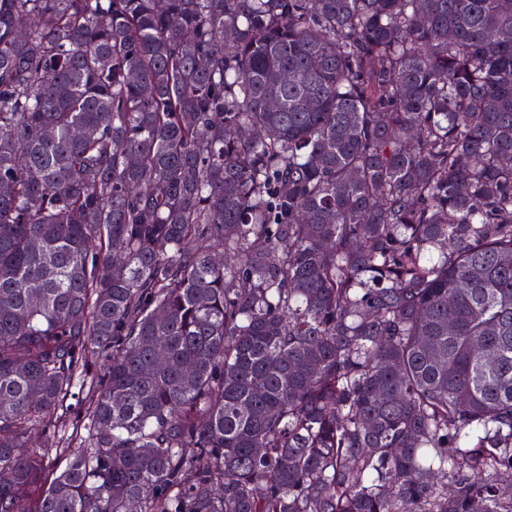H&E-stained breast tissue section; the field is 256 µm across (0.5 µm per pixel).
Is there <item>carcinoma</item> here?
Returning a JSON list of instances; mask_svg holds the SVG:
<instances>
[{
    "label": "carcinoma",
    "mask_w": 512,
    "mask_h": 512,
    "mask_svg": "<svg viewBox=\"0 0 512 512\" xmlns=\"http://www.w3.org/2000/svg\"><path fill=\"white\" fill-rule=\"evenodd\" d=\"M132 509L512 512V0H0V512ZM59 442V443H58ZM31 447L32 448H60V451L58 449V454L56 455L55 452L51 454L50 458L55 459L53 463L52 471H55L56 469L61 468L64 465V458L67 454L71 453L74 450H77V448H71L68 447L66 444L62 443L60 440V435H57V432L55 433V436L51 432H46L45 434L37 433L32 436L31 438Z\"/></svg>",
    "instance_id": "carcinoma-1"
}]
</instances>
